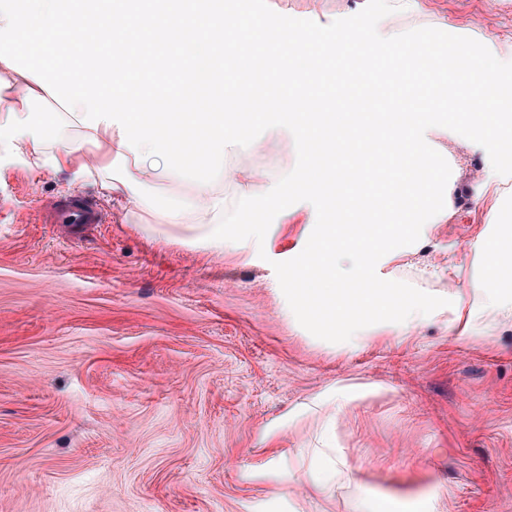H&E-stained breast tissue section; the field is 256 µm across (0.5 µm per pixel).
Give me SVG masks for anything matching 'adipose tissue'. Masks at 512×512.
Wrapping results in <instances>:
<instances>
[{
    "label": "adipose tissue",
    "mask_w": 512,
    "mask_h": 512,
    "mask_svg": "<svg viewBox=\"0 0 512 512\" xmlns=\"http://www.w3.org/2000/svg\"><path fill=\"white\" fill-rule=\"evenodd\" d=\"M422 0H368L367 18L378 21L375 34L359 41L350 29L331 30L329 23L315 19L305 27L289 24L287 19L268 22L256 16L252 26L264 42L277 49L278 58L251 56L243 64L245 71L260 73L277 83H289L293 94L288 104L273 102L258 107L259 93L246 88L238 96L235 111L221 114L208 109L207 102L180 112L176 123L156 127L142 122L137 94L127 93L113 100L112 85L119 82L116 73L93 70V87L82 91L60 88L56 58L42 50L46 37L59 30L77 35L87 27L117 31L126 23L125 13L101 11L94 0H0V66L16 67L20 61L33 60L37 68L32 84L19 99L0 98V138L24 140V130L31 120L28 106L43 95L66 103L75 122L87 137L103 140L110 146L112 162L134 156V168L107 179L102 187L108 194L137 207L149 208L142 196L144 182L155 178L162 160L190 150L188 159L175 166V173L189 180L194 194L174 204L165 214L167 223L187 224L195 213H205L216 225L224 223V198L212 190L216 166H223L225 179H235L238 171L224 167L227 154L246 156L263 137L290 130L301 154H308L311 142L326 144L342 130L353 127L349 112H329L316 125H308L317 99L297 86L300 78L312 79L323 58L343 53L360 44L358 59L362 71L373 70L376 55L385 48H395L396 58L381 76L382 83L425 76V83L415 85L412 95L428 98L430 105L415 112L407 123L394 121L392 112H383L368 138L372 149L388 159H414L421 172L418 183L398 180L393 192L392 211L397 223L407 216H425L427 223L444 224L453 213L458 193L457 177L448 169L446 157L425 150L427 130L441 122L474 129L479 139L503 146L512 141V85L499 78L496 52H474L463 39L448 32L447 22L436 25L437 37L431 38L409 29L390 26V19L420 14ZM142 27L163 34H174L176 45L189 56L195 67V82L214 86L221 69L214 56L227 32L238 29L240 14L222 10L200 11L196 0H183L182 7L165 11L139 12ZM359 174L345 168H321L304 163L294 176L305 196L316 195L331 200L337 214L347 218L363 215L373 208L370 198L359 196ZM311 225L303 231L305 247L298 252L288 270V283L300 301L301 315L318 321L321 328L347 338L358 337L372 324L391 317L410 330L436 313L429 300L399 295L390 291V281L382 268L395 257L394 234L361 233L334 224L320 223L311 216ZM479 257L478 269L469 280L494 322H512V298L505 297L500 286L505 269L512 267V241L480 238L473 245ZM359 472L347 454L339 448H313L305 467L294 471L295 479L323 492L337 483L355 481Z\"/></svg>",
    "instance_id": "obj_1"
}]
</instances>
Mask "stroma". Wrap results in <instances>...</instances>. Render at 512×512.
<instances>
[{
    "label": "stroma",
    "mask_w": 512,
    "mask_h": 512,
    "mask_svg": "<svg viewBox=\"0 0 512 512\" xmlns=\"http://www.w3.org/2000/svg\"><path fill=\"white\" fill-rule=\"evenodd\" d=\"M227 2L246 18L281 8L292 24L325 14L369 33L357 0ZM443 19L512 57V0H423L395 24L428 32ZM35 106L56 113L57 146L109 165L106 144L53 99ZM428 138L461 164L457 211L398 239L417 262L400 255L388 270L443 313L406 335L393 322L342 343L298 323L273 269L301 248L302 220L264 248L249 239L226 252L205 214L166 224L194 191L172 173L144 186L152 207L136 211L99 179L0 145V512H368L410 490L441 494L442 512H512V327L490 326L467 286L472 243L512 235V159L465 129ZM296 161L289 133L260 140L237 181L213 189L230 204L264 194ZM492 165L502 178L488 186ZM73 195L107 223L79 236L44 223L49 202ZM343 389L355 399L336 445L361 470L324 495L289 474ZM265 431L274 450L257 446Z\"/></svg>",
    "instance_id": "35a3bbf8"
}]
</instances>
